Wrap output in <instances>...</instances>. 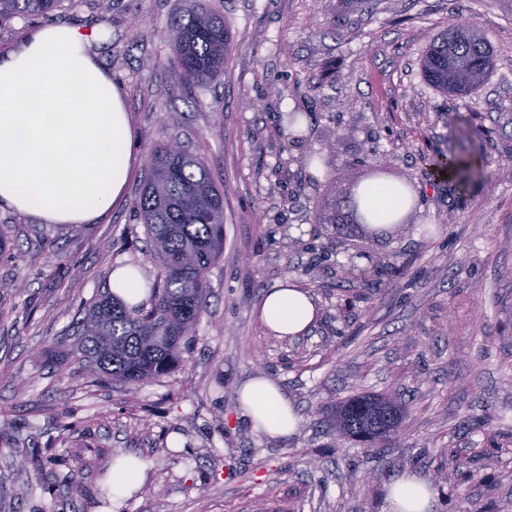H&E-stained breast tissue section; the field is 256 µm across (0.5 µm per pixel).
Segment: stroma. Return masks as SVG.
I'll list each match as a JSON object with an SVG mask.
<instances>
[{
  "label": "stroma",
  "mask_w": 512,
  "mask_h": 512,
  "mask_svg": "<svg viewBox=\"0 0 512 512\" xmlns=\"http://www.w3.org/2000/svg\"><path fill=\"white\" fill-rule=\"evenodd\" d=\"M190 2L64 0L53 13L104 29L92 51L123 84L137 148L123 198L97 223L0 210L13 252L0 260V512H387L385 487L407 469L443 475L436 512H512V0H221L224 72L186 90L166 33ZM459 20L497 60L463 98L420 68L430 38ZM299 107L305 145L289 149ZM460 118L485 169L464 195L435 187L426 163L455 149ZM165 138L205 158L224 189V253L183 365L138 387L72 359L47 365L113 268L154 280L134 201ZM330 147L322 173L302 163ZM373 162L415 187L405 223L376 238L315 223L326 189L344 191ZM355 250L395 267L364 286L346 265ZM286 281L319 308L298 339L255 314ZM255 375L295 404L293 436L269 440L238 418V388ZM380 393L404 406L396 443L367 450L331 432L333 404ZM52 453L62 462L47 463ZM452 453L463 468H449ZM128 454L146 480L115 511L97 489ZM84 464L80 496L64 476Z\"/></svg>",
  "instance_id": "stroma-1"
}]
</instances>
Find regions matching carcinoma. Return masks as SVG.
I'll return each mask as SVG.
<instances>
[{"label": "carcinoma", "mask_w": 512, "mask_h": 512, "mask_svg": "<svg viewBox=\"0 0 512 512\" xmlns=\"http://www.w3.org/2000/svg\"><path fill=\"white\" fill-rule=\"evenodd\" d=\"M61 0H0V30L21 17L49 18ZM169 65L177 84L192 89L224 73L231 36L224 15L212 0H194L187 14L172 26ZM496 67L488 40L468 26L452 24L434 36L422 60L426 81L436 90L455 96L481 87ZM462 147L453 155L458 188L485 178L480 156L466 142L465 122L455 128ZM376 186L389 189L397 207L380 213L367 206ZM410 203L405 190L371 171L357 182L356 194L331 207L320 224H342L344 211L359 214L366 224H393ZM145 224L150 258L157 268L149 285L151 304L130 306L115 294L102 292L85 309L71 354L102 378L125 386L161 381L184 362L183 350L194 335L207 307L209 274L224 252V191L211 179L206 162L189 154L176 141L159 142L153 149L148 179L135 202ZM391 263L370 259L352 272L363 281L381 276ZM401 405L393 396H363L341 405L334 429L371 448L396 436L402 424Z\"/></svg>", "instance_id": "obj_1"}]
</instances>
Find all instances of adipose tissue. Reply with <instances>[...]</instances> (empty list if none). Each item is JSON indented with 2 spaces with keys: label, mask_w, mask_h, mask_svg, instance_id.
I'll return each instance as SVG.
<instances>
[{
  "label": "adipose tissue",
  "mask_w": 512,
  "mask_h": 512,
  "mask_svg": "<svg viewBox=\"0 0 512 512\" xmlns=\"http://www.w3.org/2000/svg\"><path fill=\"white\" fill-rule=\"evenodd\" d=\"M98 39V29L55 21L0 52V206L45 224H91L123 194L134 145L121 86L91 51ZM257 314L283 338L307 331L317 306L288 281L264 294ZM239 408L269 439L299 423L284 391L263 376L241 385ZM437 497L417 471L386 490L388 512H434Z\"/></svg>",
  "instance_id": "adipose-tissue-1"
}]
</instances>
